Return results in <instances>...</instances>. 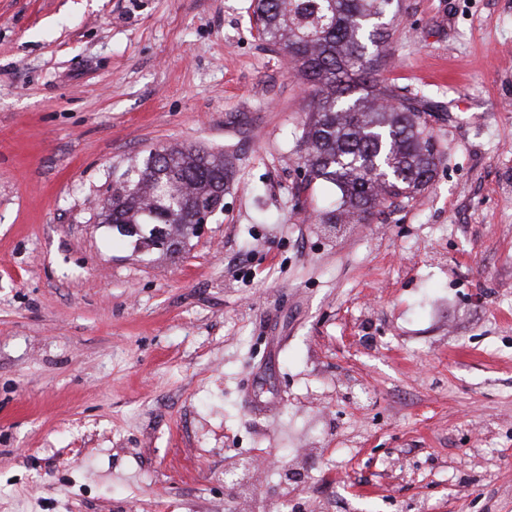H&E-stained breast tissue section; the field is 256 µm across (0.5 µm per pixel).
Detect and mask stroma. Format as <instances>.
Listing matches in <instances>:
<instances>
[{"label":"stroma","instance_id":"stroma-1","mask_svg":"<svg viewBox=\"0 0 512 512\" xmlns=\"http://www.w3.org/2000/svg\"><path fill=\"white\" fill-rule=\"evenodd\" d=\"M431 186L329 227L253 0H0V512H512V0H401ZM235 156L144 257L113 170Z\"/></svg>","mask_w":512,"mask_h":512}]
</instances>
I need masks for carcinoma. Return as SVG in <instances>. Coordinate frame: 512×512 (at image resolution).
<instances>
[{
  "instance_id": "cac0c4a2",
  "label": "carcinoma",
  "mask_w": 512,
  "mask_h": 512,
  "mask_svg": "<svg viewBox=\"0 0 512 512\" xmlns=\"http://www.w3.org/2000/svg\"><path fill=\"white\" fill-rule=\"evenodd\" d=\"M400 0H254L260 38L288 57L310 90L300 137L306 185H333L339 203L321 224H358L386 203L413 200L432 183L440 151L424 101L382 78ZM233 157L171 145L130 162L112 180L101 224H122L144 256L173 254L189 237L172 231L197 209H224Z\"/></svg>"
}]
</instances>
